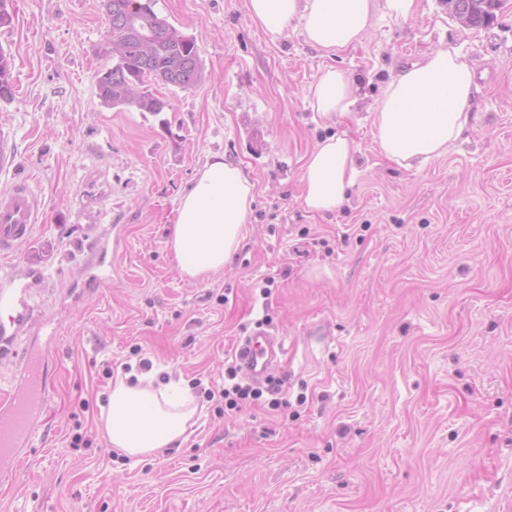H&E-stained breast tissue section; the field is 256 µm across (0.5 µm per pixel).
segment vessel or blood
<instances>
[{"label": "vessel or blood", "mask_w": 512, "mask_h": 512, "mask_svg": "<svg viewBox=\"0 0 512 512\" xmlns=\"http://www.w3.org/2000/svg\"><path fill=\"white\" fill-rule=\"evenodd\" d=\"M44 220L45 212L28 185H18L0 195V256L13 254ZM42 275L41 268L28 265L0 273V360L12 357L19 360L15 384L0 392L1 465L21 457L50 399L47 380L50 345L36 340L25 347L20 344L22 336L29 333L33 319L28 283ZM236 357L249 379L268 378L276 357L274 342L266 332H255L238 345Z\"/></svg>", "instance_id": "1"}]
</instances>
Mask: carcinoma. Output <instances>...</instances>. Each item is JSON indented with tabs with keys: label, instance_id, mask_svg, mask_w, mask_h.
<instances>
[{
	"label": "carcinoma",
	"instance_id": "carcinoma-1",
	"mask_svg": "<svg viewBox=\"0 0 512 512\" xmlns=\"http://www.w3.org/2000/svg\"><path fill=\"white\" fill-rule=\"evenodd\" d=\"M126 21L119 26L108 20L112 30V68L102 69L99 96L107 106H132L141 112L158 115L165 111L164 101L146 88L152 78L166 85L189 89L203 77L195 41L171 26L155 11L143 14L136 0H120ZM448 12L470 26H489L502 0H446ZM152 35V46L143 53L140 41L131 30ZM14 95L11 59L0 51V100Z\"/></svg>",
	"mask_w": 512,
	"mask_h": 512
}]
</instances>
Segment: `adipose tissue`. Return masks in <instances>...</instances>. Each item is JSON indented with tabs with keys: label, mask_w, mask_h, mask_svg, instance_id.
I'll return each instance as SVG.
<instances>
[{
	"label": "adipose tissue",
	"mask_w": 512,
	"mask_h": 512,
	"mask_svg": "<svg viewBox=\"0 0 512 512\" xmlns=\"http://www.w3.org/2000/svg\"><path fill=\"white\" fill-rule=\"evenodd\" d=\"M417 0H247L251 19L266 33L283 34L300 21L302 35L325 56L360 44L377 16L405 20ZM474 69L454 47H440L390 79L372 114L380 152L410 168L448 154L471 128ZM350 72L325 67L306 100L325 122L350 112L356 102ZM355 143L344 135L319 141L302 166L301 202L329 213L345 202L354 178ZM255 186L223 155H212L178 200L166 245L183 278L205 282L232 261L245 232ZM200 410L189 384L156 382L137 371L118 372L102 411L107 443L130 458L150 456L183 440Z\"/></svg>",
	"instance_id": "obj_1"
}]
</instances>
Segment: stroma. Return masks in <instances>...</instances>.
Segmentation results:
<instances>
[{
    "instance_id": "1",
    "label": "stroma",
    "mask_w": 512,
    "mask_h": 512,
    "mask_svg": "<svg viewBox=\"0 0 512 512\" xmlns=\"http://www.w3.org/2000/svg\"><path fill=\"white\" fill-rule=\"evenodd\" d=\"M246 2L155 0L204 70L190 89L148 81L169 104L157 115L98 95L102 0L12 2L0 130L16 161L0 194L28 179L47 219L0 263L42 267L34 333L56 339L51 408L0 512H512V0L486 28L418 0L334 58L299 24L266 34ZM443 45L473 64L479 118L447 156L405 169L380 153L372 112L390 68ZM330 64L358 91L326 126L305 95ZM334 133L356 142L359 173L322 215L301 203V170ZM215 153L256 190L234 261L195 283L166 239ZM114 224L112 275L92 281ZM259 324L284 344L273 375L288 406L224 410L225 357ZM143 360L193 383L201 414L138 462L100 419L118 369Z\"/></svg>"
}]
</instances>
